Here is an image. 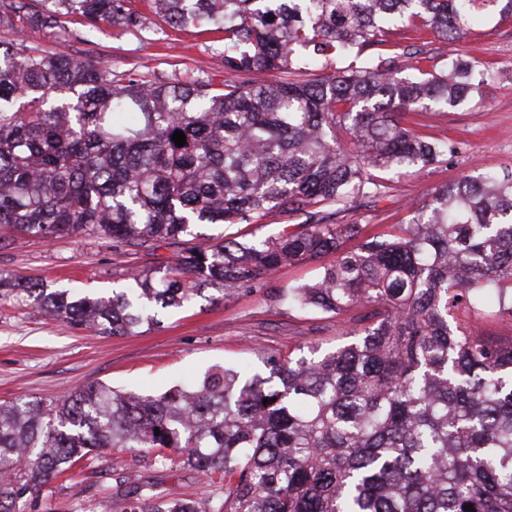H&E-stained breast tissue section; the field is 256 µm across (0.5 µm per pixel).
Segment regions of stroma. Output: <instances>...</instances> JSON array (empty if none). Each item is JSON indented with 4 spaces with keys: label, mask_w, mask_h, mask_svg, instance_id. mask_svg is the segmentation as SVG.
Returning a JSON list of instances; mask_svg holds the SVG:
<instances>
[{
    "label": "stroma",
    "mask_w": 512,
    "mask_h": 512,
    "mask_svg": "<svg viewBox=\"0 0 512 512\" xmlns=\"http://www.w3.org/2000/svg\"><path fill=\"white\" fill-rule=\"evenodd\" d=\"M388 39L401 75L442 67L456 56L485 65L493 75L478 95L458 107L405 115L406 126L454 141L459 151L445 164L390 176L375 206L336 217L340 224L368 225L373 233H392L408 223L412 203L427 199L443 184L468 174L512 170V17L486 15L458 41L401 27L392 29ZM0 41L62 51L76 61L92 58L105 69H135L151 81L189 75L217 83L225 77L220 35L180 30L158 19L135 32L83 18L62 28L33 26L20 34L0 28ZM420 46L429 50L430 60H418L415 50ZM175 252L164 242L150 255L118 251L111 239L86 233L47 240L0 232V272L95 296L107 297L124 287L129 271L173 265ZM334 259L329 253L281 267L267 287L238 289L223 300H198L165 314L161 327L127 336L70 329L30 302L0 300V402L54 399L95 382L119 391L156 393L190 382L214 366L257 365L261 352L293 355L310 344L334 349L345 339L344 321L288 310L276 297L277 288L313 278L318 267ZM128 472L164 474L167 488L183 498L205 494L201 479L192 473L164 466L154 452L131 448L102 454L95 474L44 487L35 498V512H122L112 485Z\"/></svg>",
    "instance_id": "35a3bbf8"
}]
</instances>
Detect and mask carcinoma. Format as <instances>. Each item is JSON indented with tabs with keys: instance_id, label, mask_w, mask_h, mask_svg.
<instances>
[{
	"instance_id": "cac0c4a2",
	"label": "carcinoma",
	"mask_w": 512,
	"mask_h": 512,
	"mask_svg": "<svg viewBox=\"0 0 512 512\" xmlns=\"http://www.w3.org/2000/svg\"><path fill=\"white\" fill-rule=\"evenodd\" d=\"M36 2L0 0V26L19 34L82 16L131 29L146 18L132 0ZM142 2L173 27L223 34L224 80L154 83L93 59L1 50L0 228L46 239L92 230L135 253L167 242L175 265L136 271L107 299L0 273V299L123 336L206 291L262 287L280 265L333 251L314 282L278 297L347 317L352 339L266 354L260 369L217 366L157 395L97 383L2 402L0 512H24L43 486L114 448L167 450L210 487L204 500L176 498L119 476L125 512H512V341L457 317L493 307L512 318V172L437 188L387 238L334 222L382 196L383 174L456 153L400 116L455 107L492 77L462 57L397 76L380 49L389 25L458 41L487 13L511 16L512 0ZM337 56L353 60L299 78ZM271 71L279 79L261 82ZM273 215L305 223L215 244L193 233L259 230ZM346 240L357 245L344 250Z\"/></svg>"
}]
</instances>
